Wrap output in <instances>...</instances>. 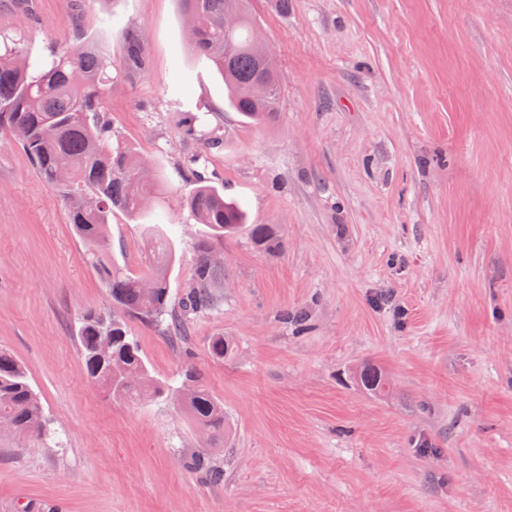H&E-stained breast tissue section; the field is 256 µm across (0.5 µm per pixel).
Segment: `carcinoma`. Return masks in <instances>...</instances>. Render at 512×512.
I'll use <instances>...</instances> for the list:
<instances>
[{"instance_id":"obj_1","label":"carcinoma","mask_w":512,"mask_h":512,"mask_svg":"<svg viewBox=\"0 0 512 512\" xmlns=\"http://www.w3.org/2000/svg\"><path fill=\"white\" fill-rule=\"evenodd\" d=\"M226 3L181 0L190 21V45L224 78L230 106L251 122L263 123L278 111L281 74L276 59L264 67L257 61L248 0H241L242 18L233 29L224 28ZM109 67L110 62L90 45L63 48L44 67L32 64L17 48L4 45L0 50V133L18 135L41 180L66 203L69 223L85 245L86 262L107 270L106 288L118 312L83 317L78 331L83 375L125 401L147 395L179 400L192 421L216 438L224 434V406L206 390L196 369L186 366L183 377L191 382L187 387L159 383L151 376L137 340L130 336L129 322L158 326L171 312L169 237L153 225L143 228L145 274H114L108 267L107 226L112 216H139L153 207L155 195L162 190L145 161L121 140H112L102 91ZM123 67L133 73L146 68L141 38L127 39ZM262 77L274 86L267 99L251 93ZM186 204L196 223L205 226L207 242L196 255L182 307L205 313L216 306L214 288L224 277V267L214 259L209 242L234 235L245 223V215L211 185L195 187ZM251 235L263 250L271 254L279 250L278 240L266 225H252ZM2 421L23 436L40 437L48 432L49 420L26 368L11 352L0 349Z\"/></svg>"}]
</instances>
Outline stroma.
I'll return each instance as SVG.
<instances>
[{
  "label": "stroma",
  "mask_w": 512,
  "mask_h": 512,
  "mask_svg": "<svg viewBox=\"0 0 512 512\" xmlns=\"http://www.w3.org/2000/svg\"><path fill=\"white\" fill-rule=\"evenodd\" d=\"M249 9L282 74L264 125L189 50L180 0H0V42L31 60L89 44L110 61L112 129L163 177L172 307L203 236L189 192L246 213L216 246L213 310L180 339L130 324L155 378L194 366L223 403L213 440L171 402L83 376L79 321L110 309L104 274L0 134V348L52 428H0V512H512V0ZM131 29L139 73L122 67ZM154 221L113 216V268L139 270Z\"/></svg>",
  "instance_id": "1"
}]
</instances>
